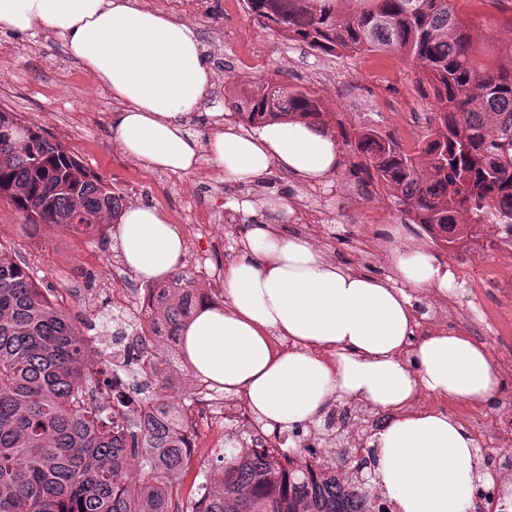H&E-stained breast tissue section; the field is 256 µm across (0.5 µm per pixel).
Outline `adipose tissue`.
Listing matches in <instances>:
<instances>
[{
	"label": "adipose tissue",
	"mask_w": 512,
	"mask_h": 512,
	"mask_svg": "<svg viewBox=\"0 0 512 512\" xmlns=\"http://www.w3.org/2000/svg\"><path fill=\"white\" fill-rule=\"evenodd\" d=\"M38 30L62 36L70 57L110 93L119 106L114 138L147 167L187 172L205 150L225 181L246 185L277 171L308 186L344 167L329 130L291 118L249 130L217 122L203 143L189 134L186 119L209 95L214 72L191 25L137 0H0V34ZM236 207L251 222L247 246L224 270L223 308L201 306L183 333L190 369L244 392L272 430L312 421L335 401L400 410L373 437V485L397 512H466L476 482L492 480L477 467L475 437L448 412L406 409L421 390L487 404L504 385L488 350L464 331L417 335L414 303L452 290L447 266L406 245L393 251L390 275L373 277L278 233L268 214H294L296 201L246 198ZM116 237L142 281L164 279L184 261L178 228L157 208L128 206ZM279 339L288 350L276 347Z\"/></svg>",
	"instance_id": "ef3b65f1"
}]
</instances>
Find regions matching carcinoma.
I'll return each instance as SVG.
<instances>
[{"mask_svg": "<svg viewBox=\"0 0 512 512\" xmlns=\"http://www.w3.org/2000/svg\"><path fill=\"white\" fill-rule=\"evenodd\" d=\"M250 16L287 41L328 55L396 51L421 65L431 99L427 133L410 153L388 134L363 128L351 145L356 167L380 183L412 224L445 247L484 227L512 231V46L504 62L474 53L473 27L453 0H247ZM228 110L252 126L293 116L325 126L306 86L264 82L230 92ZM0 199L28 224L96 236L118 218L120 193L42 130L0 112ZM21 259L0 243V512H184L171 497L189 466L182 438L187 403L163 394L169 359L141 348L159 391L145 418L119 417L115 402L89 399L112 389L88 357L87 324L54 302ZM198 288L177 272L156 289L149 325L168 336L185 328ZM338 466L320 474L312 448L278 440L240 447L228 435L221 485L191 512H389L388 498L361 479L374 449H330Z\"/></svg>", "mask_w": 512, "mask_h": 512, "instance_id": "cac0c4a2", "label": "carcinoma"}]
</instances>
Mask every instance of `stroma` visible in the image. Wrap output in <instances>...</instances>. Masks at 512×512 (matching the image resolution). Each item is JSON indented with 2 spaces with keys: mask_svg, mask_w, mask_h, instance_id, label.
Instances as JSON below:
<instances>
[{
  "mask_svg": "<svg viewBox=\"0 0 512 512\" xmlns=\"http://www.w3.org/2000/svg\"><path fill=\"white\" fill-rule=\"evenodd\" d=\"M140 4L195 26L206 49L216 80L188 121V130L196 137L206 138L214 113L223 112L227 83L273 78L284 86L315 90L339 142L353 139L360 127L372 126L391 134L405 150L415 149L406 123L426 119L429 103L418 94L420 68L404 56L313 52L254 22L245 0H140ZM456 10L474 27L479 61L500 62L504 49L512 46V0H456ZM0 109L44 130L123 192L127 203L161 209L182 233L184 268L200 262L207 268L196 277L199 291L223 303L224 268L238 258L249 227L225 224L229 202L242 198L245 190L225 183L215 161L205 156L192 172L175 174L126 157L113 140L115 106L110 94L68 55L62 37L52 32L0 35ZM355 161L353 153H346L342 174L313 188L279 172L261 182L260 195L301 200L296 215L279 223V231L318 242L338 264L386 276L391 269L380 245L391 227H400L402 240L424 245L454 275V295L442 303L435 327L460 328L472 337L482 332L493 335L490 327L478 331L471 315L480 309L490 313L511 302L507 283L512 275L498 271L496 285L485 287L486 264L471 251L444 248L420 225L408 223L386 193L355 169ZM220 223L226 226L224 236L213 238L210 227ZM0 242L25 260L37 279L53 285L67 308L87 321L100 317L94 307L111 303L113 289H123L131 297L143 286L126 267L114 234L99 239L46 225L34 232L3 200ZM100 318L107 323L112 320L108 313ZM491 353L505 380L492 405L451 403L422 391L412 409H441L469 428L474 417L492 407L512 414V348L495 347ZM197 434L198 447L188 470L172 481L173 496L186 505L202 483L224 476L216 460L218 448L224 445L223 431L201 427Z\"/></svg>",
  "mask_w": 512,
  "mask_h": 512,
  "instance_id": "35a3bbf8",
  "label": "stroma"
}]
</instances>
